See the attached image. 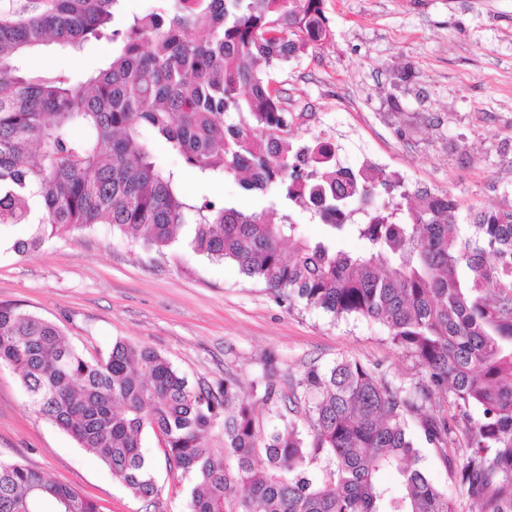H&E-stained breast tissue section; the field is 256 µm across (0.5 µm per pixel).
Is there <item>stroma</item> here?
I'll return each instance as SVG.
<instances>
[{
  "label": "stroma",
  "instance_id": "35a3bbf8",
  "mask_svg": "<svg viewBox=\"0 0 512 512\" xmlns=\"http://www.w3.org/2000/svg\"><path fill=\"white\" fill-rule=\"evenodd\" d=\"M334 37L275 73L283 105L302 138L326 132L348 161L368 155L413 190L446 191L462 207L512 204V0H323ZM112 57V39L79 54L47 48L30 61L42 74L85 78ZM413 77L400 79L403 69ZM185 191L258 210L264 200L231 177L183 176ZM18 224L0 233V304L55 323L86 357L116 341H141L164 354L190 383L235 378L242 392L275 358L279 375L348 358L416 383L418 361L386 329L363 319H333L288 309L261 281L232 263L179 243L159 254L111 225L46 241L21 256ZM422 466L441 490L464 450L440 456L418 439ZM153 504L134 497L108 468L28 401L16 373L0 367V460L19 461L74 487L102 512H185L188 482L150 434Z\"/></svg>",
  "mask_w": 512,
  "mask_h": 512
}]
</instances>
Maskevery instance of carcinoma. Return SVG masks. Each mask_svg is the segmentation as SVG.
Masks as SVG:
<instances>
[{
	"mask_svg": "<svg viewBox=\"0 0 512 512\" xmlns=\"http://www.w3.org/2000/svg\"><path fill=\"white\" fill-rule=\"evenodd\" d=\"M120 0H44L38 13L0 15V227L30 226L12 250L112 228L159 253L178 242L231 262L276 299L335 319L383 325L424 368L411 387L360 363L311 366L280 385L274 359L252 383L275 408H304L265 429L233 378L189 385L143 342L117 341L104 357L79 353L56 325L0 305V366L18 374L30 404L92 452L129 492L156 493L143 434L189 478L187 512H459L421 466L417 423L477 512H512V206L471 207L446 192L409 191L386 170L341 173L335 144L301 140L274 73L332 36L323 0H156L114 28ZM112 31V60L83 80L36 75L41 46L78 52ZM161 141L202 179L233 176L270 195L251 212L184 190L181 172L158 162ZM398 192L390 205H372ZM345 203H359V252L298 235L301 208L340 229ZM290 243L283 254L284 243ZM452 414H424L434 393ZM224 452L209 446L216 427ZM326 458L328 466L310 465ZM394 471L399 485L385 482ZM99 512L76 489L19 462L0 461V512Z\"/></svg>",
	"mask_w": 512,
	"mask_h": 512,
	"instance_id": "obj_1",
	"label": "carcinoma"
}]
</instances>
